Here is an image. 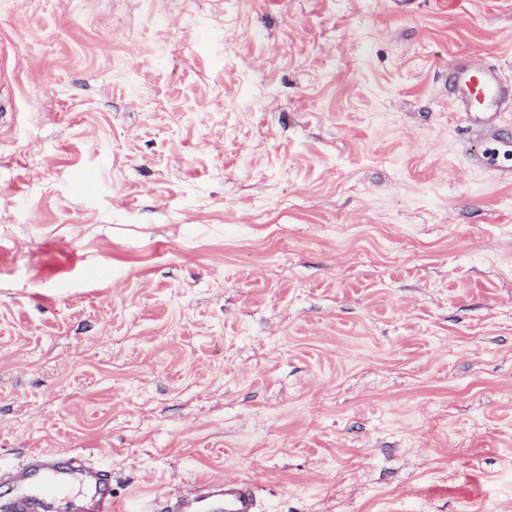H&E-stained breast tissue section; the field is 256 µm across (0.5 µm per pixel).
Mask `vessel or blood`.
I'll return each instance as SVG.
<instances>
[{
    "instance_id": "1",
    "label": "vessel or blood",
    "mask_w": 512,
    "mask_h": 512,
    "mask_svg": "<svg viewBox=\"0 0 512 512\" xmlns=\"http://www.w3.org/2000/svg\"><path fill=\"white\" fill-rule=\"evenodd\" d=\"M448 91L456 111L477 136L471 150L473 159L492 162L497 156L512 155V132L503 126L500 112L501 105L512 101V83L505 81L495 67L475 57L449 66ZM72 471L84 474L92 488L85 498L86 512H121L112 496L111 470L93 465L82 456H69L66 464L59 466L48 454L36 452L28 457L24 475L35 486L60 495L67 492ZM211 503L223 507L224 512L258 510L250 483L211 480L190 498L175 492L154 498L149 512H200Z\"/></svg>"
}]
</instances>
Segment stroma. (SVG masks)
Returning <instances> with one entry per match:
<instances>
[{
	"mask_svg": "<svg viewBox=\"0 0 512 512\" xmlns=\"http://www.w3.org/2000/svg\"><path fill=\"white\" fill-rule=\"evenodd\" d=\"M512 0H0V473L126 512H512V179L449 62ZM48 454H31L25 464L24 475L35 486L46 492L60 495L68 491V472L79 471L84 474L93 491L84 497L86 512H121L112 496V471L96 466L79 455H69L64 466L54 464ZM202 491H207L202 494ZM214 498V506H222L225 512H257V502L250 483L242 480H210L201 485L192 498L169 492L154 498L146 512H200L209 506L208 498Z\"/></svg>",
	"mask_w": 512,
	"mask_h": 512,
	"instance_id": "obj_1",
	"label": "stroma"
}]
</instances>
